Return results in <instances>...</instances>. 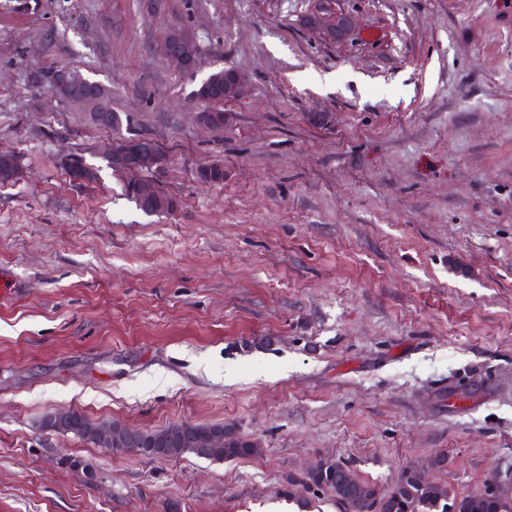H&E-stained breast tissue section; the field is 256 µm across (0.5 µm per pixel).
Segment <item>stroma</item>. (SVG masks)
I'll return each instance as SVG.
<instances>
[{"label":"stroma","instance_id":"stroma-1","mask_svg":"<svg viewBox=\"0 0 512 512\" xmlns=\"http://www.w3.org/2000/svg\"><path fill=\"white\" fill-rule=\"evenodd\" d=\"M0 0V512H344L290 476L322 458L388 490L512 485V0ZM187 31L195 73L169 59ZM245 74L216 133L193 92ZM108 86L180 201L146 215L100 166L111 132L48 71ZM325 114L317 123L313 114ZM224 166L209 184L196 171ZM224 423L233 461L148 459L37 422ZM77 455L93 479L64 469ZM442 459L439 468L433 459ZM305 23L310 28L322 30L323 33L333 42L344 41L353 30V19L350 15L330 10H316L309 14Z\"/></svg>","mask_w":512,"mask_h":512}]
</instances>
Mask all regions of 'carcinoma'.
I'll list each match as a JSON object with an SVG mask.
<instances>
[{
	"label": "carcinoma",
	"instance_id": "1",
	"mask_svg": "<svg viewBox=\"0 0 512 512\" xmlns=\"http://www.w3.org/2000/svg\"><path fill=\"white\" fill-rule=\"evenodd\" d=\"M239 79L241 75L236 70L224 68L211 73L198 85L195 98L208 102L207 128L224 130L222 105L232 97L230 88ZM197 177L204 183H221L224 181V165H206L198 170ZM219 429L224 433V449L218 458H246L259 451L257 442L237 435L224 425ZM290 484L328 494L348 512H358L361 503L368 500L378 505V512H500L504 508V505L484 493L452 496L448 489L429 481L424 471L418 468L403 470L394 487L386 494L379 493L375 485L352 475L348 480H343L336 472V463L328 461L290 480Z\"/></svg>",
	"mask_w": 512,
	"mask_h": 512
}]
</instances>
